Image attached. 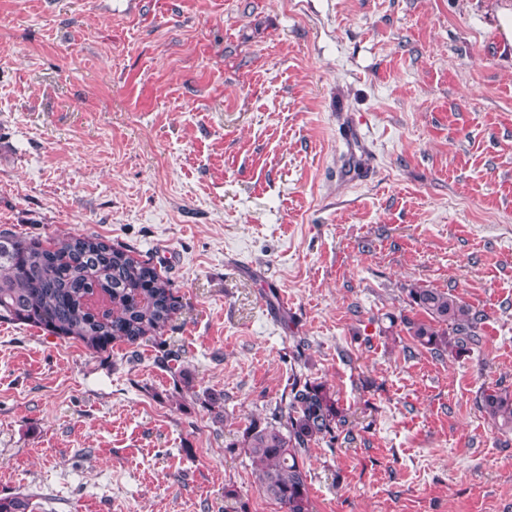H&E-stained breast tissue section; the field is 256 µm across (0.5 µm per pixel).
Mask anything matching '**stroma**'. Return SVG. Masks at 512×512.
Returning a JSON list of instances; mask_svg holds the SVG:
<instances>
[{
  "label": "stroma",
  "mask_w": 512,
  "mask_h": 512,
  "mask_svg": "<svg viewBox=\"0 0 512 512\" xmlns=\"http://www.w3.org/2000/svg\"><path fill=\"white\" fill-rule=\"evenodd\" d=\"M512 0H0V231L168 273L164 332L95 353L0 320V498L279 512L242 445L294 376L352 439L313 512H512ZM482 316L414 345L402 288ZM478 405L494 427L505 433L512 432V390L483 391Z\"/></svg>",
  "instance_id": "stroma-1"
}]
</instances>
